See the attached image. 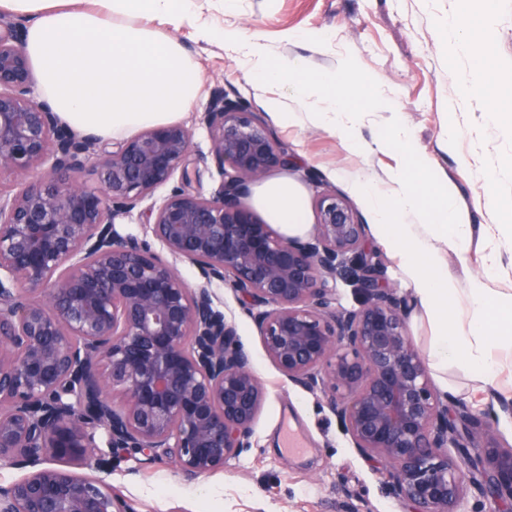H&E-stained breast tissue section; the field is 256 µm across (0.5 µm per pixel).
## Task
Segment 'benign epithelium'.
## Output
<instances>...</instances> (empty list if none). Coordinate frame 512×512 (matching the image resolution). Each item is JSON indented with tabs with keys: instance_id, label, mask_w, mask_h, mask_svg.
<instances>
[{
	"instance_id": "7a95c632",
	"label": "benign epithelium",
	"mask_w": 512,
	"mask_h": 512,
	"mask_svg": "<svg viewBox=\"0 0 512 512\" xmlns=\"http://www.w3.org/2000/svg\"><path fill=\"white\" fill-rule=\"evenodd\" d=\"M33 91L25 28L2 13L0 177L12 189L0 185V464L24 475L0 485V512H133L106 480L116 458L195 480L252 448L265 388L215 281L230 283L288 381L322 393L351 447L387 467V493L410 512H457L470 487L512 504V444L486 424L467 478L459 426L481 421L448 415L356 212L321 196L302 240L244 204L250 183L289 162L256 113L213 94L204 121L221 182L207 197L174 184L188 127L145 128L110 150ZM89 166L97 189L79 180ZM165 187L148 228L197 269L194 288L115 227ZM338 278L364 294L359 308L336 309Z\"/></svg>"
}]
</instances>
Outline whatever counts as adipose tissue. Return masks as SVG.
Masks as SVG:
<instances>
[{
    "label": "adipose tissue",
    "instance_id": "ef3b65f1",
    "mask_svg": "<svg viewBox=\"0 0 512 512\" xmlns=\"http://www.w3.org/2000/svg\"><path fill=\"white\" fill-rule=\"evenodd\" d=\"M0 11L25 23V50L42 99L72 129L105 139L177 122L197 103L201 73L173 29L193 23L202 39L246 59L263 53L258 40L198 21L196 0H0ZM255 78L288 86L284 99L271 103L280 121L306 120L337 133L338 115L353 110L349 93L361 74L353 67L342 80L320 78L296 59L264 62ZM313 90L325 99L321 109L306 102ZM390 180L386 194L373 192L367 178L351 187L367 201L378 238L398 257L403 280L430 321V370L439 378L458 366L494 385L492 353L512 340V293L493 292L482 276L463 288L449 279L447 255L465 251L472 227L447 208V184L421 174L412 157ZM251 203L284 235L309 228L306 191L288 176L259 183Z\"/></svg>",
    "mask_w": 512,
    "mask_h": 512
}]
</instances>
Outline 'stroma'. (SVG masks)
<instances>
[{
  "label": "stroma",
  "instance_id": "stroma-1",
  "mask_svg": "<svg viewBox=\"0 0 512 512\" xmlns=\"http://www.w3.org/2000/svg\"><path fill=\"white\" fill-rule=\"evenodd\" d=\"M490 2L491 61L502 80L494 86L473 85L472 95L456 109L452 103L461 86L472 84L475 68L467 48L448 50L452 29L478 23L467 0H197L212 27L259 38L270 56L304 60L320 74L355 62L371 81L360 95L374 94L379 105L359 112L345 135L284 125L266 105L267 99L282 95L279 84L256 86L250 64L239 55L199 41L190 27H181L174 36L203 77L198 105L180 119L194 133L187 189L208 196L221 181L203 121L213 92L220 90L256 112L287 148L288 174L303 185L308 202L336 194L362 224L370 225L373 214L350 182L366 175L388 190L402 153L393 147L376 149L373 143L402 125L419 161L453 188L454 206L472 226L464 256L448 257L449 277L463 285L482 274L483 258L493 248L498 264L489 285L500 292L512 290V235H499L491 243L485 236L488 225L512 222L502 208L512 201V0ZM212 291L266 388L253 447L223 470L190 482L168 464H117L112 486L134 512H407L385 491L386 467L368 463L351 447L326 397L293 385L272 364L237 294L219 282ZM497 358V387L480 388L452 366L448 396L478 414L500 400L512 401V349H500ZM291 432L301 439L302 451L281 446Z\"/></svg>",
  "mask_w": 512,
  "mask_h": 512
}]
</instances>
